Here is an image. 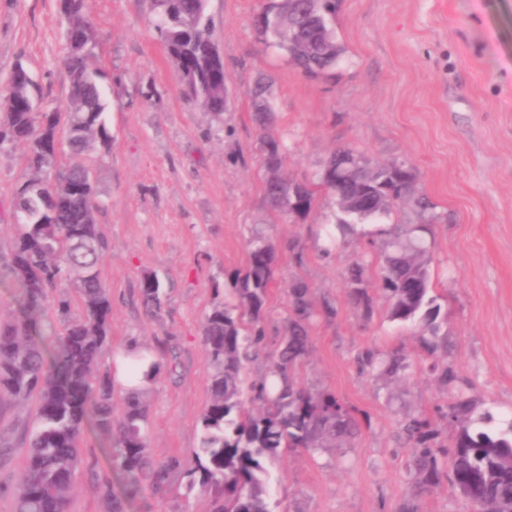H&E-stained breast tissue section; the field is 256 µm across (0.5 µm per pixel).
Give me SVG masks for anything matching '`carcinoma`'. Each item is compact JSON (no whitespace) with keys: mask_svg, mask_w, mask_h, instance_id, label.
Instances as JSON below:
<instances>
[{"mask_svg":"<svg viewBox=\"0 0 512 512\" xmlns=\"http://www.w3.org/2000/svg\"><path fill=\"white\" fill-rule=\"evenodd\" d=\"M152 2L157 37L179 73L183 94L221 115L224 63L209 37L208 0ZM337 4L268 0L254 27L264 44L284 51L306 76H328L344 53L332 28ZM59 10L66 21L63 65L70 79L65 113L35 96L37 85L20 65L0 98V145L23 144L28 171L14 194L21 219L15 222L9 257L0 262V278L17 290L15 313L0 322V402L7 397L21 408L34 403L33 421L17 419L0 432V461L12 453L11 431L21 433L27 448L21 479L11 491L14 512H68L76 478L93 468L83 450L89 430L111 440L114 476L99 484L107 512H127L146 484L158 493L167 491L179 470L189 477L188 488L198 486L208 496L209 512H273L267 463L284 449L313 455L360 431L351 408L334 393L306 390L295 376L308 355L314 319L335 311L328 306L317 310L309 284L294 279L288 285L284 332L269 340L265 303L275 280L277 250L255 234L246 265L234 275L231 298L215 306L203 325L211 400L201 418L200 446L188 461L176 456L150 461L144 392H129L118 413L112 376L100 371L110 342L112 299L99 265L110 244L98 228L101 201L92 174L93 163L110 152L112 136L88 0H59ZM252 110L258 126L272 124L265 81L254 87ZM62 138L68 145L64 156ZM260 152L266 198L294 223L308 218L320 192L333 196L339 224L377 221L414 202L422 222L393 224L385 241L370 238L367 249L382 258L378 287L388 304L387 317L418 323L423 348L435 357L440 307L430 295L427 248L414 233L431 231L439 215L436 205L416 192L413 170L397 162L374 165L364 154L341 146L323 161L315 180L301 182L283 175L278 139L263 136ZM366 272V264L354 263L348 286L357 309L369 319L374 303L364 288ZM139 295L148 315L162 313L164 292L156 276L142 278ZM49 305L61 326L46 319ZM259 359L265 360V372L244 384V372ZM360 364L390 381L412 367L404 353L376 347L363 352ZM430 370L448 400L435 408L434 418L406 416L401 421L411 445L412 475V495L401 512H419V495L445 482L473 509L512 512V422L493 426V414L457 385L452 367L434 362ZM438 419L450 435L441 437Z\"/></svg>","mask_w":512,"mask_h":512,"instance_id":"1","label":"carcinoma"}]
</instances>
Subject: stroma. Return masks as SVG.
<instances>
[{
    "mask_svg": "<svg viewBox=\"0 0 512 512\" xmlns=\"http://www.w3.org/2000/svg\"><path fill=\"white\" fill-rule=\"evenodd\" d=\"M266 3L208 0L227 89L215 116L181 94L152 0H89L112 132L110 155L95 169L97 222L111 243L99 267L112 296L103 366L114 369L132 345L166 349L169 363L149 385V454L157 462L189 457L210 403L202 324L245 266L250 237L262 232L278 251L268 335L284 330L289 282L305 280L316 307L335 314L315 320L297 380L333 392L363 420L348 444L270 464L269 500L275 512H399L412 490L400 422L431 415L446 398L431 361L451 366L496 418L512 411V0H341L333 28L344 54L328 79L305 76L284 52L259 43L253 19ZM64 47L58 0H0V91L21 63L44 103L64 107ZM265 75L275 121L263 132L250 94ZM265 133L281 141L283 173L298 181L313 180L342 145L415 170L442 216L427 244L431 283L448 313L439 332L446 351L429 358L419 327L387 319L376 276L367 281L373 318L353 305L347 271L381 224L340 226L323 193L299 224L271 208L259 150ZM25 152L0 146V256L16 233L13 192ZM147 274L165 291L157 317L139 300ZM369 347L403 350L410 377L389 382L361 370ZM208 508L177 472L166 493L143 488L128 512Z\"/></svg>",
    "mask_w": 512,
    "mask_h": 512,
    "instance_id": "stroma-1",
    "label": "stroma"
}]
</instances>
